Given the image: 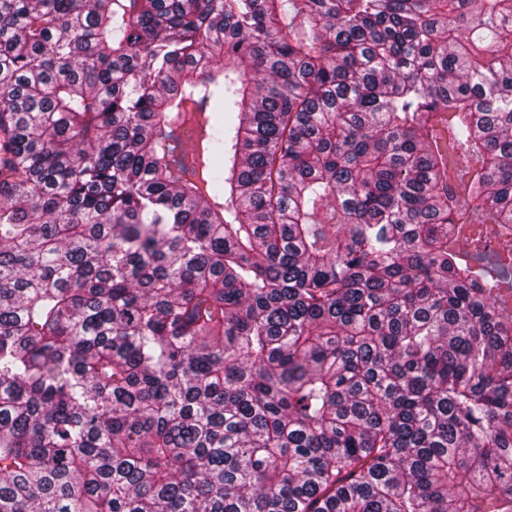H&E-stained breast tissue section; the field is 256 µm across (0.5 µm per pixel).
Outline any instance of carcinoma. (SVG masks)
I'll return each instance as SVG.
<instances>
[{
  "label": "carcinoma",
  "mask_w": 512,
  "mask_h": 512,
  "mask_svg": "<svg viewBox=\"0 0 512 512\" xmlns=\"http://www.w3.org/2000/svg\"><path fill=\"white\" fill-rule=\"evenodd\" d=\"M0 512H512V0H0Z\"/></svg>",
  "instance_id": "1"
}]
</instances>
